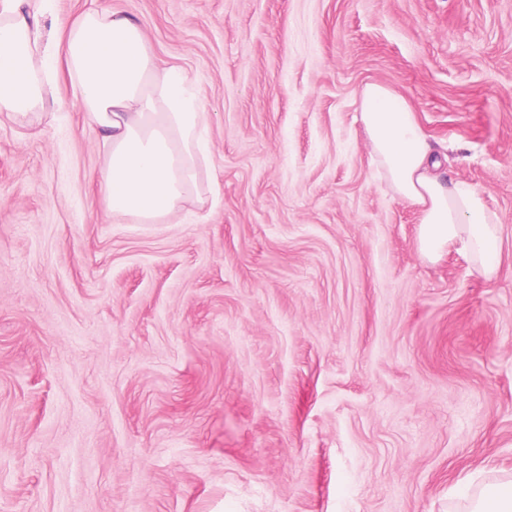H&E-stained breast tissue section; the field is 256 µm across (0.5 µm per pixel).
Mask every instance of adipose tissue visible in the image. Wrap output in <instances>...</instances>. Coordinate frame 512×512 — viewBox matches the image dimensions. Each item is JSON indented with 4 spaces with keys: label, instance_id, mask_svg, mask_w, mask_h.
<instances>
[{
    "label": "adipose tissue",
    "instance_id": "adipose-tissue-1",
    "mask_svg": "<svg viewBox=\"0 0 512 512\" xmlns=\"http://www.w3.org/2000/svg\"><path fill=\"white\" fill-rule=\"evenodd\" d=\"M46 0H0V113L54 118L46 85L66 66L73 105L104 154L101 186L113 216L164 224L196 192L209 163L207 108L183 70L160 65L141 24L113 7L78 20L48 17ZM359 119L371 161L417 215L431 262L462 253L482 277L501 268V224L473 183L441 173L436 142L401 93L363 87Z\"/></svg>",
    "mask_w": 512,
    "mask_h": 512
}]
</instances>
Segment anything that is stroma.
Returning <instances> with one entry per match:
<instances>
[{"label": "stroma", "mask_w": 512, "mask_h": 512, "mask_svg": "<svg viewBox=\"0 0 512 512\" xmlns=\"http://www.w3.org/2000/svg\"><path fill=\"white\" fill-rule=\"evenodd\" d=\"M47 4L142 23L213 178L120 221L66 69L54 121L0 114V512H464L512 479V0ZM368 83L498 213L495 279L420 255Z\"/></svg>", "instance_id": "obj_1"}]
</instances>
